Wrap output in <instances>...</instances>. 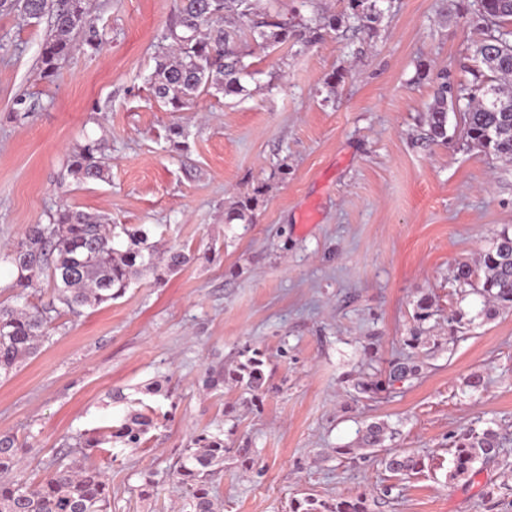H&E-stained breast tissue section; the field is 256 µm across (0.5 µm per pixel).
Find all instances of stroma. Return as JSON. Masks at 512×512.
Returning <instances> with one entry per match:
<instances>
[{"mask_svg":"<svg viewBox=\"0 0 512 512\" xmlns=\"http://www.w3.org/2000/svg\"><path fill=\"white\" fill-rule=\"evenodd\" d=\"M379 5L363 31L348 0H270L283 17L343 24L304 46L246 38L245 93L204 94L187 112L168 111L148 83L177 0H89L100 47L76 38L50 80L40 76L49 18L0 14V244L66 205L147 225L159 250L193 256L97 309L61 314L38 354L0 378V433L23 446L28 484L63 462L72 436L148 407L156 425L141 447L109 442L91 458L112 487L109 512H180L175 465L204 431L223 432L227 447L211 478L219 512H289L295 498L363 493L369 512H512V477L497 466L448 478L450 434L488 420L512 461V311L477 318L476 297L452 281L458 262L479 263L512 232V165L457 137L420 140L435 83L419 64L447 69L451 86L467 82L484 33L468 0ZM335 71L343 77L328 86ZM176 123L187 132L181 151L167 140ZM88 138L105 141V179H63ZM281 165L284 180L273 175ZM258 187L254 224L225 223L232 199ZM424 294L436 308L431 335L447 336L452 312L470 319L429 355L404 344ZM256 351L270 390L251 404L217 376ZM413 357L427 364L419 378L373 397L355 390L359 377ZM474 373L477 392L466 385ZM155 381L168 394L146 393ZM372 421L393 437L358 448ZM342 447L353 455L337 457ZM388 447L423 456V470L386 471ZM490 484L499 490L488 503Z\"/></svg>","mask_w":512,"mask_h":512,"instance_id":"35a3bbf8","label":"stroma"}]
</instances>
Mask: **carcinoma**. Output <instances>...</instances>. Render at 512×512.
<instances>
[{"instance_id":"obj_1","label":"carcinoma","mask_w":512,"mask_h":512,"mask_svg":"<svg viewBox=\"0 0 512 512\" xmlns=\"http://www.w3.org/2000/svg\"><path fill=\"white\" fill-rule=\"evenodd\" d=\"M477 24L487 30L475 51L478 65L470 70L472 79L457 89L448 88V72L436 73L438 80L428 108L423 139L448 143V99L464 104L460 112L462 140L467 148L506 164H512V0H474ZM350 18L363 30H372L380 9L378 0H349ZM21 11L39 19L52 13V29L45 40L41 62L46 79L55 76L75 36L84 34L85 44L98 48L100 39L90 25L83 0H0V13ZM343 20L334 16L298 29L286 18L260 10L257 0H178L175 22L159 43V61L151 78L154 95L181 112L198 96L213 89L226 96L244 91L247 53L243 35L250 32L269 46L288 42L311 43L326 26L336 28ZM103 139L77 146L66 162V175L76 183L105 178ZM257 188L252 196L233 201L225 223H254L258 205ZM157 249L151 229L144 224H106L101 218L61 207L48 216V223L30 224L22 237L0 253L16 277L12 287L19 294L41 278L48 279L53 299L43 306L26 304L18 308L0 303V376H7L26 359L36 355L55 317L63 312L79 316L122 297L132 281L157 269ZM192 256L181 248H170L163 258L165 268L174 272L189 264ZM477 273L470 264L459 262L453 270L461 297L479 298L476 317L492 320L512 310V234L504 231L481 257ZM433 316L432 300L423 296L416 302L414 320L418 326L404 341L410 349L440 347L430 342L424 324ZM265 363L260 353L224 370V383L239 388L256 402L268 390ZM423 362L394 360L387 378H363L355 384L361 393L375 394L397 381L417 378ZM153 420L141 412L131 413L118 426L107 428L108 437L127 448H138ZM393 431L384 422H370L361 430L359 447H383ZM505 435L492 425L467 428L450 436L452 459L449 478L473 476L482 467L500 460ZM103 439L82 435L78 452L66 464L56 466L37 485L20 479L24 454L15 438L0 434V512H108L112 490L104 474L89 462ZM224 439L219 433L196 435L176 470L178 482L187 490L186 512H217L207 477L224 462ZM385 468L396 475L410 476L424 467L423 458L404 450L391 449L383 457ZM291 512H368L367 497H337L330 501L306 497L291 502Z\"/></svg>"}]
</instances>
